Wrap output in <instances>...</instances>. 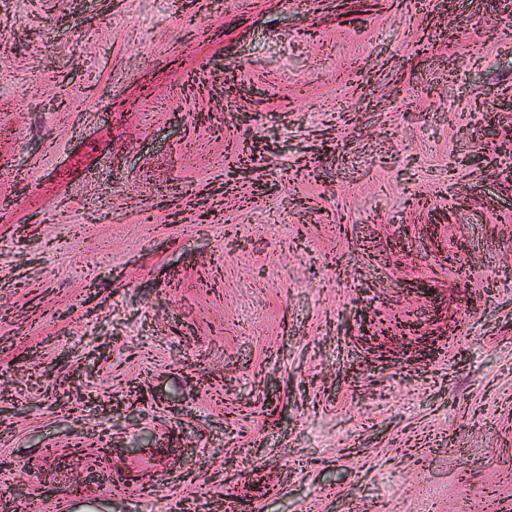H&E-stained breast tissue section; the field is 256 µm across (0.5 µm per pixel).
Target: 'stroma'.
Segmentation results:
<instances>
[{
  "label": "stroma",
  "instance_id": "obj_1",
  "mask_svg": "<svg viewBox=\"0 0 512 512\" xmlns=\"http://www.w3.org/2000/svg\"><path fill=\"white\" fill-rule=\"evenodd\" d=\"M511 25L0 0V512H512Z\"/></svg>",
  "mask_w": 512,
  "mask_h": 512
}]
</instances>
